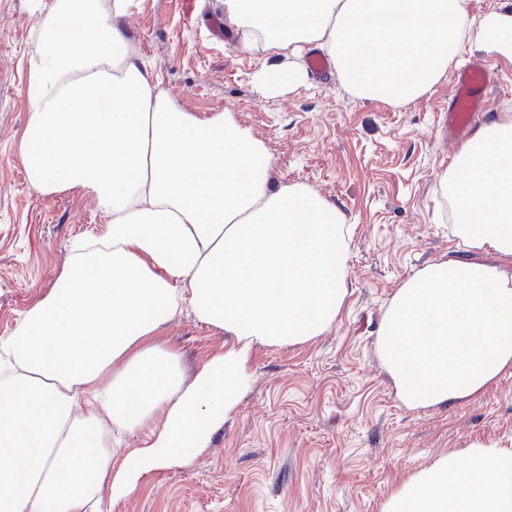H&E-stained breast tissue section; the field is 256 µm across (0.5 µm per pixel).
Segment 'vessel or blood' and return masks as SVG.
Listing matches in <instances>:
<instances>
[{"mask_svg": "<svg viewBox=\"0 0 512 512\" xmlns=\"http://www.w3.org/2000/svg\"><path fill=\"white\" fill-rule=\"evenodd\" d=\"M488 73L484 62L467 61L452 75V93L443 113L442 136L460 141L485 110L484 91Z\"/></svg>", "mask_w": 512, "mask_h": 512, "instance_id": "vessel-or-blood-1", "label": "vessel or blood"}]
</instances>
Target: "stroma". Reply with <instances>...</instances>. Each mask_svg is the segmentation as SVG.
I'll use <instances>...</instances> for the list:
<instances>
[{
	"instance_id": "35a3bbf8",
	"label": "stroma",
	"mask_w": 512,
	"mask_h": 512,
	"mask_svg": "<svg viewBox=\"0 0 512 512\" xmlns=\"http://www.w3.org/2000/svg\"><path fill=\"white\" fill-rule=\"evenodd\" d=\"M122 24L185 111L233 113L265 145L279 183L304 185L345 212L350 285L321 336L255 349L251 387L206 453L143 477L101 512H381L395 484L441 454L475 444L512 451V375L453 405L415 410L400 401L376 348L410 277L470 255L439 185L458 152L436 129L450 77L398 105L352 96L335 71L268 93L255 76L283 56L239 51L224 0H131ZM36 30L34 0H0V337L50 288L70 242L104 229L91 199L43 195L26 178L22 88ZM472 58L488 65L484 125L512 113V58L469 43L451 66ZM158 339L188 371L224 346L188 311Z\"/></svg>"
}]
</instances>
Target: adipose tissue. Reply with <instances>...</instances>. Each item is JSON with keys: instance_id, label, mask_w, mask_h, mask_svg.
Returning a JSON list of instances; mask_svg holds the SVG:
<instances>
[{"instance_id": "ef3b65f1", "label": "adipose tissue", "mask_w": 512, "mask_h": 512, "mask_svg": "<svg viewBox=\"0 0 512 512\" xmlns=\"http://www.w3.org/2000/svg\"><path fill=\"white\" fill-rule=\"evenodd\" d=\"M130 0H51L24 89L22 163L43 195L104 217L0 338V512H99L188 462L249 386L256 346L307 343L347 295L344 213L279 185L233 117L183 111L119 21ZM467 0H224L237 47L327 50L357 98L405 103L469 41L512 57V12L467 22ZM72 20L67 38L59 18ZM440 186L467 259L430 263L395 293L376 345L411 409L469 398L512 374V114L479 127ZM227 344L186 374L156 340L183 310ZM145 437L116 448L115 434ZM382 512H512V452L455 453L396 484Z\"/></svg>"}]
</instances>
